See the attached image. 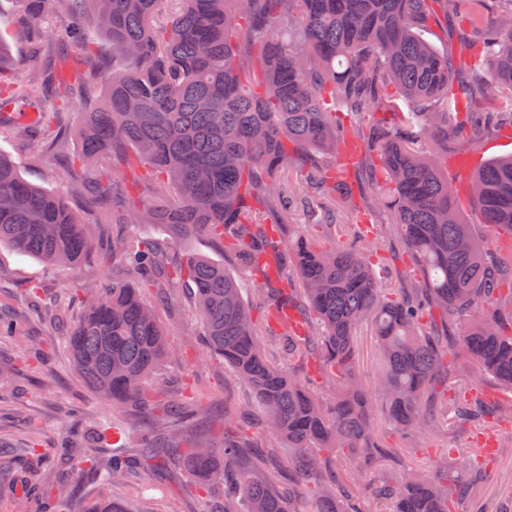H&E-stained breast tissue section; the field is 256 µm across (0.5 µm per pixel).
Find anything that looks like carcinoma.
Wrapping results in <instances>:
<instances>
[{"label": "carcinoma", "instance_id": "1", "mask_svg": "<svg viewBox=\"0 0 512 512\" xmlns=\"http://www.w3.org/2000/svg\"><path fill=\"white\" fill-rule=\"evenodd\" d=\"M37 21L59 14L43 32L45 62L32 86L51 89L32 99L25 137L61 154L62 123L72 98L100 78L101 56L88 22L112 42V73L100 99L87 107L76 136L82 152L71 161L69 191L83 192L85 165H121L131 179L101 178L94 200L106 224H162L177 242L198 229L224 245L262 277L259 311L224 264L190 255L173 264L168 248L124 236L101 263L112 265V285L81 283L68 298L42 308L43 289L23 296L62 336L73 366L93 392L127 409L99 420L94 441L103 455L90 460L102 481L118 490L128 474L129 449L147 471L186 470L206 496L204 512H356L361 469L392 453L372 424L380 408L408 444L435 429L434 412H453L456 426L512 423V156L492 159L470 179L482 223L506 234L490 251L463 221L459 190L448 180L453 140L476 143L485 133L480 106L512 101V0L500 3L493 26L472 46L488 76L456 77L448 53L426 37L434 5L455 10L461 22L483 21L488 0H17ZM23 96L7 47L0 44V127L4 105ZM429 103L401 112L395 98ZM380 114L366 153L353 167L379 174L378 206L389 224L319 225V245L290 234L299 199L353 210L341 169H316L290 178L299 154L334 157L362 141L355 117ZM175 199L168 200V192ZM395 230L406 248L410 285L376 279L381 261L357 243ZM53 265L76 267L93 254L83 224L59 194L25 180L0 153V246ZM293 261L301 294L285 281L284 256ZM194 285V304L207 351L233 369L262 411L261 428L287 442L288 487L281 473L252 452L249 428L228 427L223 444L189 429L199 407L171 410L166 390L150 375L168 355L156 304ZM82 315L68 318L72 302ZM369 322L384 370L369 392L358 381L357 327ZM281 342L280 361L258 338ZM26 342L24 357L39 364L46 338L21 333L17 317L0 311V341ZM476 371L505 390L494 397L466 384ZM332 387L324 399L316 380ZM154 425L131 426L128 413ZM38 442L0 458V471L40 458ZM482 471L472 456L448 448L428 477L404 474L370 487L385 512H488L476 495ZM52 512H72L65 482L48 485ZM84 512H125L114 498L87 503Z\"/></svg>", "mask_w": 512, "mask_h": 512}]
</instances>
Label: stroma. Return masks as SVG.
I'll return each instance as SVG.
<instances>
[{"instance_id": "stroma-1", "label": "stroma", "mask_w": 512, "mask_h": 512, "mask_svg": "<svg viewBox=\"0 0 512 512\" xmlns=\"http://www.w3.org/2000/svg\"><path fill=\"white\" fill-rule=\"evenodd\" d=\"M57 19L45 16L38 26L22 29L16 0H0V36L6 40L16 62V72L22 79H30L39 66L35 41L40 31L52 28ZM483 26L460 24L453 14L437 13L427 38L440 50L452 55L466 54L470 45L481 40ZM30 106L27 100L16 104L14 127L0 131V153L11 157L27 181L50 190H63V176L67 174V160L52 155L40 156L19 136L18 131L28 122ZM448 175L459 187H466L471 168L487 159L512 154V129L496 132L475 145L449 144ZM72 207L86 225L93 251L101 255L112 247L114 236L145 239L165 243L167 235L156 224H106L90 196L72 199ZM191 253L206 255L224 264L245 288L244 297L256 302L260 277L240 267L234 257L225 254L222 246L204 231H196L171 250L173 262H182ZM91 280L108 286L112 270L91 261L78 268L61 269L48 266L13 249L0 247V305L22 309L19 290L31 283L40 284L47 297H55L60 289ZM190 282H183L177 295L168 304L159 306L157 314L174 351L156 372V379L180 377L181 382L169 389L179 402L195 401L207 414L223 415L235 411L251 401L249 388L241 384L233 371L222 360L207 355L200 343L189 342L188 333L198 330L199 321L190 303ZM111 404L99 399L73 371L62 341H55L46 363L31 379L21 380L17 391L0 394V446L17 449L25 447L31 427H38L41 447H61L70 438H88L102 416L111 414ZM375 428L384 445L397 449V456L378 462L364 470L363 489L359 495V512H381L380 504L367 487L391 471L430 474L438 456L448 447L471 452L476 436L460 433L453 428L452 416H441L438 433L418 440L413 447L401 448L392 427L376 418ZM484 436L494 444V455L484 467L481 496L493 502L501 486L512 483V427L484 429ZM125 502L129 512H200L201 500L179 471L147 473L132 472L126 478Z\"/></svg>"}]
</instances>
